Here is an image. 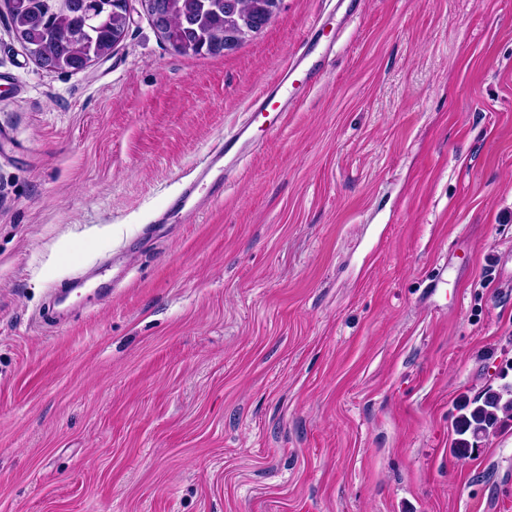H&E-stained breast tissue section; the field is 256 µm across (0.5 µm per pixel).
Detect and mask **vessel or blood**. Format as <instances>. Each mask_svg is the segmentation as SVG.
Returning a JSON list of instances; mask_svg holds the SVG:
<instances>
[{"mask_svg":"<svg viewBox=\"0 0 512 512\" xmlns=\"http://www.w3.org/2000/svg\"><path fill=\"white\" fill-rule=\"evenodd\" d=\"M329 22L327 18L316 19L313 32L304 39L299 47L290 54L288 61L275 82L278 90H285V98L276 94H263L251 101L241 122L227 132L218 145L214 146L202 162L194 180L190 181L176 202L180 211H199L213 202L220 194L227 173L234 169L247 151L259 149L260 143L251 135L254 124L266 112L276 111L287 114L294 109L302 92L313 89L323 78L326 64L334 50V41L320 42L319 33L325 32ZM209 182L211 192L198 196L201 182Z\"/></svg>","mask_w":512,"mask_h":512,"instance_id":"b4317fda","label":"vessel or blood"}]
</instances>
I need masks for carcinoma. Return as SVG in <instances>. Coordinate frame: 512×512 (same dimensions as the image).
<instances>
[{
  "instance_id": "1",
  "label": "carcinoma",
  "mask_w": 512,
  "mask_h": 512,
  "mask_svg": "<svg viewBox=\"0 0 512 512\" xmlns=\"http://www.w3.org/2000/svg\"><path fill=\"white\" fill-rule=\"evenodd\" d=\"M173 50L189 46L195 55L224 53V36L246 26L257 32L270 21L268 0H156ZM11 29L33 55L56 72L80 69L94 57L107 56L127 27L120 0H12ZM512 419V383L487 389L466 406L456 422L458 450L466 454Z\"/></svg>"
}]
</instances>
